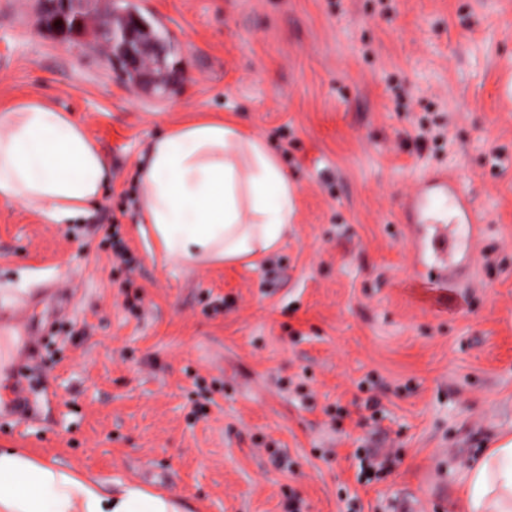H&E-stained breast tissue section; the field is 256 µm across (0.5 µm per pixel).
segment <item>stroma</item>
<instances>
[{
	"label": "stroma",
	"mask_w": 512,
	"mask_h": 512,
	"mask_svg": "<svg viewBox=\"0 0 512 512\" xmlns=\"http://www.w3.org/2000/svg\"><path fill=\"white\" fill-rule=\"evenodd\" d=\"M132 4L169 34L172 86L134 87L92 38L42 27L39 0H0V105L68 112L112 165L72 223L0 204V347L32 346L35 409L0 423V446L190 512H286L292 495L304 512H459L469 461L512 436V0ZM201 118L261 138L297 187L261 258L177 261L125 203L152 142ZM419 122L446 137L416 148ZM441 168L488 214L445 292L419 283L438 259L398 210ZM114 221L134 266L95 230ZM361 448L394 452L368 484Z\"/></svg>",
	"instance_id": "stroma-1"
}]
</instances>
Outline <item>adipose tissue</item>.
I'll return each mask as SVG.
<instances>
[{"label":"adipose tissue","mask_w":512,"mask_h":512,"mask_svg":"<svg viewBox=\"0 0 512 512\" xmlns=\"http://www.w3.org/2000/svg\"><path fill=\"white\" fill-rule=\"evenodd\" d=\"M110 161L86 126L37 99L0 108V202L66 224L93 204ZM142 208L164 251L187 264L259 257L284 239L295 186L260 138L223 122L171 128L141 171ZM465 512H512V438L470 466ZM185 496L100 480L0 448V512H188Z\"/></svg>","instance_id":"ef3b65f1"}]
</instances>
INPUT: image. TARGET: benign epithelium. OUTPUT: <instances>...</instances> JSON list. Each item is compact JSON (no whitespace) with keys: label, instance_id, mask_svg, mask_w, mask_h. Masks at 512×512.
<instances>
[{"label":"benign epithelium","instance_id":"1","mask_svg":"<svg viewBox=\"0 0 512 512\" xmlns=\"http://www.w3.org/2000/svg\"><path fill=\"white\" fill-rule=\"evenodd\" d=\"M50 28L63 42L109 33L108 62L117 63L131 84L145 86L156 79L167 52L153 28L135 10L120 8L110 0H46Z\"/></svg>","mask_w":512,"mask_h":512}]
</instances>
